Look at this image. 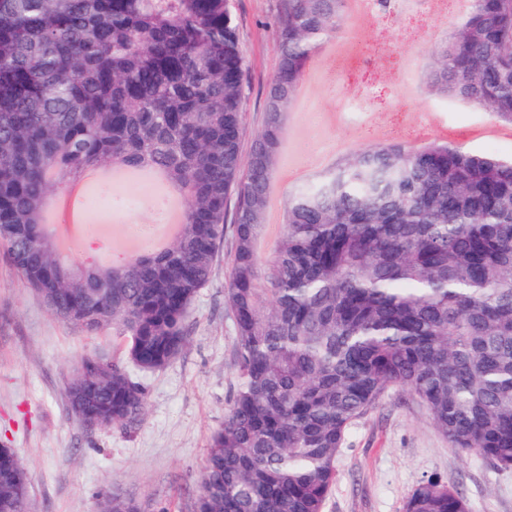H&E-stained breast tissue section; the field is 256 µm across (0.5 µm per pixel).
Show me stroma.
<instances>
[{"mask_svg":"<svg viewBox=\"0 0 512 512\" xmlns=\"http://www.w3.org/2000/svg\"><path fill=\"white\" fill-rule=\"evenodd\" d=\"M279 0H230L246 59V129L251 142L264 118L267 87L278 67L271 23ZM471 0H446L372 26L348 15L349 33L315 58L288 125L285 170L314 172L341 151L388 137L414 143L421 125L447 131L450 144L512 157V124L467 104L428 95L422 59L443 27L463 21ZM375 111H341L364 87ZM229 255L189 317V343L163 371L144 377L146 412L133 428L86 429L72 414L66 384L83 357L113 355V336H88L54 316L18 276L0 248V444L12 448L29 483V512H100L111 491L142 512H192L210 437L224 422L237 386V338L224 305ZM461 489L469 512H512V469L452 448L426 410L398 387L351 427L336 461L324 512H405L426 478Z\"/></svg>","mask_w":512,"mask_h":512,"instance_id":"obj_1","label":"stroma"}]
</instances>
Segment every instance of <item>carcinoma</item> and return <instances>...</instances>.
I'll list each match as a JSON object with an SVG mask.
<instances>
[{
    "label": "carcinoma",
    "mask_w": 512,
    "mask_h": 512,
    "mask_svg": "<svg viewBox=\"0 0 512 512\" xmlns=\"http://www.w3.org/2000/svg\"><path fill=\"white\" fill-rule=\"evenodd\" d=\"M348 0H280L266 119L243 155L246 63L228 0H0V246L56 317L125 339L66 388L90 428H133L144 375L184 349L224 237L238 383L195 512H324L349 429L400 387L454 448L512 469V158L446 142L353 149L269 194L293 103L344 33ZM426 51L436 96L512 122V0H471ZM147 169L184 201L180 233L110 265L66 259L53 196L90 170ZM233 224H225L228 204ZM28 478L0 447V512ZM405 512H468L422 481Z\"/></svg>",
    "instance_id": "cac0c4a2"
}]
</instances>
